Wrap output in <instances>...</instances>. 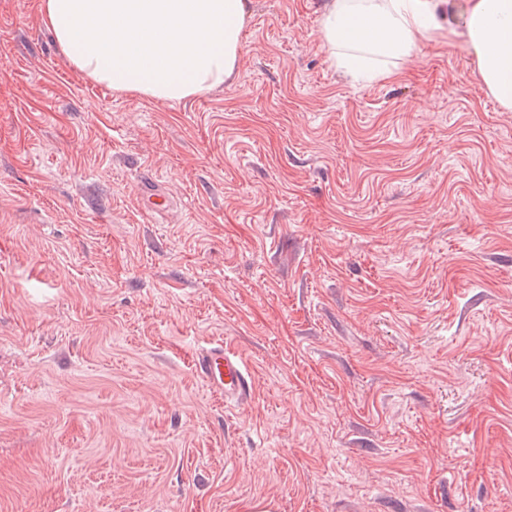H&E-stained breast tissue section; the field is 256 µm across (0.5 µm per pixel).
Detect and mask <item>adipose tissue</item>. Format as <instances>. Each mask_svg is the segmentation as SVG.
<instances>
[{
    "instance_id": "adipose-tissue-1",
    "label": "adipose tissue",
    "mask_w": 512,
    "mask_h": 512,
    "mask_svg": "<svg viewBox=\"0 0 512 512\" xmlns=\"http://www.w3.org/2000/svg\"><path fill=\"white\" fill-rule=\"evenodd\" d=\"M438 0H332L321 37L356 80L386 78L438 29ZM69 64L113 90L183 99L224 84L240 60L246 0H41ZM463 35L487 90L512 112V0H470Z\"/></svg>"
}]
</instances>
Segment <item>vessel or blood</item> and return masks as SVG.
I'll list each match as a JSON object with an SVG mask.
<instances>
[{"label": "vessel or blood", "mask_w": 512, "mask_h": 512, "mask_svg": "<svg viewBox=\"0 0 512 512\" xmlns=\"http://www.w3.org/2000/svg\"><path fill=\"white\" fill-rule=\"evenodd\" d=\"M192 367L213 398L235 405H245L251 400L252 372L231 342L210 343L196 352Z\"/></svg>", "instance_id": "vessel-or-blood-1"}]
</instances>
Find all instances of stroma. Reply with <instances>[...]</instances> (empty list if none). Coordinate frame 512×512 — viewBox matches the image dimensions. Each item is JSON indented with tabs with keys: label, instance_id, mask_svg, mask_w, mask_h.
Here are the masks:
<instances>
[{
	"label": "stroma",
	"instance_id": "obj_1",
	"mask_svg": "<svg viewBox=\"0 0 512 512\" xmlns=\"http://www.w3.org/2000/svg\"><path fill=\"white\" fill-rule=\"evenodd\" d=\"M248 2L233 80L161 101L0 0V512H512V112L469 0L369 83L326 0ZM224 339L248 405L194 374Z\"/></svg>",
	"mask_w": 512,
	"mask_h": 512
}]
</instances>
